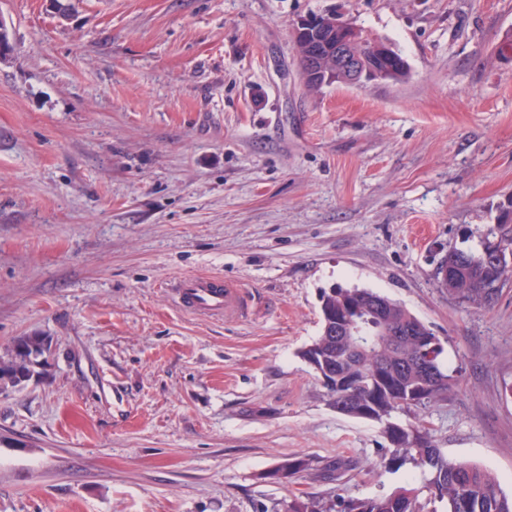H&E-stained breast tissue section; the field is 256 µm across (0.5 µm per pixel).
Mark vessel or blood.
I'll list each match as a JSON object with an SVG mask.
<instances>
[{"label": "vessel or blood", "mask_w": 512, "mask_h": 512, "mask_svg": "<svg viewBox=\"0 0 512 512\" xmlns=\"http://www.w3.org/2000/svg\"><path fill=\"white\" fill-rule=\"evenodd\" d=\"M173 294L180 306L204 316H231L242 313L246 307L242 289L222 284L211 276L181 278L174 285Z\"/></svg>", "instance_id": "1"}]
</instances>
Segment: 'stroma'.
Here are the masks:
<instances>
[{
  "label": "stroma",
  "mask_w": 512,
  "mask_h": 512,
  "mask_svg": "<svg viewBox=\"0 0 512 512\" xmlns=\"http://www.w3.org/2000/svg\"><path fill=\"white\" fill-rule=\"evenodd\" d=\"M344 10L409 65L400 82L300 81L292 24ZM0 512H253L336 489L376 497L378 423L337 413L300 352L321 289L366 288L437 336L455 376L421 419L512 493V283L474 309L440 288L512 195V0H0ZM212 274L243 315L178 308ZM287 456L339 481L261 475ZM50 348L41 336L27 335L15 340L10 358L7 361H0V383L17 386L22 383L21 377L32 378L34 374H40L41 372L36 369L48 365L45 351H49Z\"/></svg>",
  "instance_id": "stroma-1"
}]
</instances>
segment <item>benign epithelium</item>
<instances>
[{
	"label": "benign epithelium",
	"instance_id": "benign-epithelium-1",
	"mask_svg": "<svg viewBox=\"0 0 512 512\" xmlns=\"http://www.w3.org/2000/svg\"><path fill=\"white\" fill-rule=\"evenodd\" d=\"M312 16L302 17L293 23L292 33L295 44L300 46L297 53L298 72L303 85L319 87L323 76L336 75L342 84L358 85L369 80H384L388 77L389 61L395 49L383 40L371 42L370 59L358 55L353 47L364 43L365 34L341 11L326 13L324 25L317 26ZM485 257L503 274L494 283H484L489 297L496 289L512 280L508 270L512 269V248L506 250L491 246L485 250Z\"/></svg>",
	"mask_w": 512,
	"mask_h": 512
}]
</instances>
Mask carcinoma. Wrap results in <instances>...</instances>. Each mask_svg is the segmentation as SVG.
I'll return each instance as SVG.
<instances>
[{"instance_id":"1","label":"carcinoma","mask_w":512,"mask_h":512,"mask_svg":"<svg viewBox=\"0 0 512 512\" xmlns=\"http://www.w3.org/2000/svg\"><path fill=\"white\" fill-rule=\"evenodd\" d=\"M500 240L499 228L490 230L480 246L459 251L461 271L442 285L459 302L476 309L490 307L480 289L470 288L474 280L494 276L497 269L484 261L483 245ZM385 303L379 317L367 309L372 300ZM321 328L319 335L302 351V358L315 359L317 374L336 376V385L327 386L329 404L336 412L359 419L369 410L378 418L387 446L381 464L389 470L401 468L417 472L415 480L387 495L372 498L344 497L334 491L320 495L284 498L269 507L263 502L254 512H512V495H506L495 477L475 464L448 460L438 448L430 430L419 423H404L401 413H418L447 398L453 375L443 363L444 347L435 358V373L426 376L422 369L427 349L438 337L396 301L379 292L334 286L319 294ZM354 324V336L371 351L362 353L336 348V320ZM50 350L41 336L27 335L15 340L10 358L0 361V383L17 386L22 377L40 374L48 365ZM348 467L343 460H331L322 468L306 456L282 459L265 477L285 482L297 474L321 470L326 480Z\"/></svg>"}]
</instances>
